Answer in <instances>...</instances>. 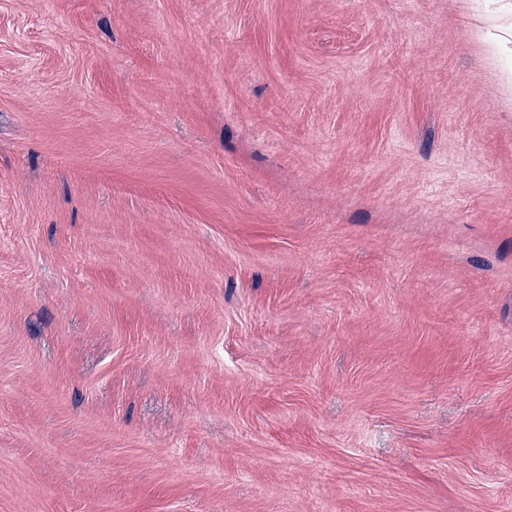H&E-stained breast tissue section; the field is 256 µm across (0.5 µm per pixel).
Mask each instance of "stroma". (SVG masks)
Masks as SVG:
<instances>
[{"mask_svg":"<svg viewBox=\"0 0 512 512\" xmlns=\"http://www.w3.org/2000/svg\"><path fill=\"white\" fill-rule=\"evenodd\" d=\"M482 24L0 0V512H512Z\"/></svg>","mask_w":512,"mask_h":512,"instance_id":"stroma-1","label":"stroma"}]
</instances>
